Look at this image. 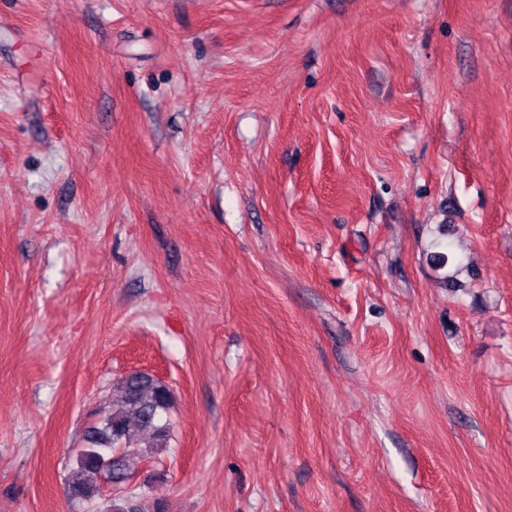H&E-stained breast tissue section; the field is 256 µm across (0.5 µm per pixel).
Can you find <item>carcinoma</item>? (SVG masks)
Segmentation results:
<instances>
[{"mask_svg": "<svg viewBox=\"0 0 512 512\" xmlns=\"http://www.w3.org/2000/svg\"><path fill=\"white\" fill-rule=\"evenodd\" d=\"M122 406L106 413L86 434V446L79 453L76 467L68 478L72 498L82 501L102 500L100 512H138L136 493L132 490L133 473L126 467L125 456L134 451L137 436L149 432L152 447H163L169 436V424L163 421L170 390L161 381L144 373H135L119 383ZM107 476L113 486L128 491L117 497H102L99 478Z\"/></svg>", "mask_w": 512, "mask_h": 512, "instance_id": "cac0c4a2", "label": "carcinoma"}]
</instances>
